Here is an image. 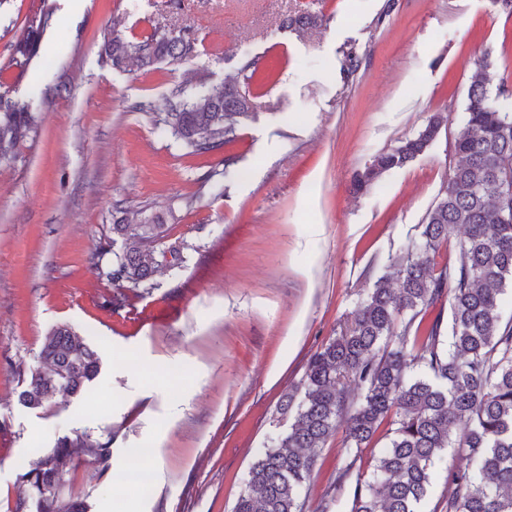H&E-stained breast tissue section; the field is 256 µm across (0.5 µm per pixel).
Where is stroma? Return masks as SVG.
I'll return each mask as SVG.
<instances>
[{
	"label": "stroma",
	"instance_id": "35a3bbf8",
	"mask_svg": "<svg viewBox=\"0 0 512 512\" xmlns=\"http://www.w3.org/2000/svg\"><path fill=\"white\" fill-rule=\"evenodd\" d=\"M55 0L40 58L12 61L42 0H0V93L44 102L38 128L0 160V512L23 466L62 438L110 442L107 468L65 477L86 512H233L251 465L288 427L281 397L448 180L478 60L512 86V15L498 0ZM321 13L299 34L281 21ZM127 37L186 31L192 62L119 71L102 63L110 19ZM363 59L344 81L346 52ZM270 74L237 140L189 154L156 126L171 92L237 61ZM448 115L432 147L358 195L373 157ZM160 215L181 267L128 292L93 261L115 203ZM73 327L101 358L80 394L20 405L49 331ZM343 433L317 453L311 502L329 495ZM146 449L143 457L133 456ZM139 467L149 487L117 481Z\"/></svg>",
	"mask_w": 512,
	"mask_h": 512
}]
</instances>
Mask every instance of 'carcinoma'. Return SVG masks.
Returning <instances> with one entry per match:
<instances>
[{
  "label": "carcinoma",
  "instance_id": "obj_1",
  "mask_svg": "<svg viewBox=\"0 0 512 512\" xmlns=\"http://www.w3.org/2000/svg\"><path fill=\"white\" fill-rule=\"evenodd\" d=\"M54 13L43 6L24 19L12 61L24 69L38 58ZM309 11L283 20L289 30L312 28ZM200 54L190 35L154 32L127 38L111 28L101 56L112 68L150 71L160 63L179 65ZM260 68L243 60L242 80L222 86L198 75L180 88L179 100L158 119L192 155L232 143L241 119L252 114V91ZM509 93L495 83L490 63L476 66L470 81L463 127L453 149L456 163L405 251L391 259L373 287L359 298L347 321L310 357L295 390L280 404L292 415L288 430L254 462L234 512H305L317 451L346 422L345 464L333 490L356 477L350 512H420L432 471L453 452L448 495L439 512H512V316L503 318L501 295L512 286V113L498 104ZM33 99L0 94V159L37 129ZM446 116L435 114L417 137L377 155L354 181L367 193L382 176L425 154ZM110 228L121 239L100 276L119 288L155 287L165 268L161 249L168 228L159 218L141 217L120 206ZM448 308V319L436 308ZM41 358L19 401L39 409L58 396L83 390L98 375L99 356L67 326L45 337ZM386 446L372 469L363 450ZM78 448L102 467L110 442L88 437L61 439L18 477L15 512L25 497L44 496L42 512H86L66 494L65 473Z\"/></svg>",
  "mask_w": 512,
  "mask_h": 512
}]
</instances>
